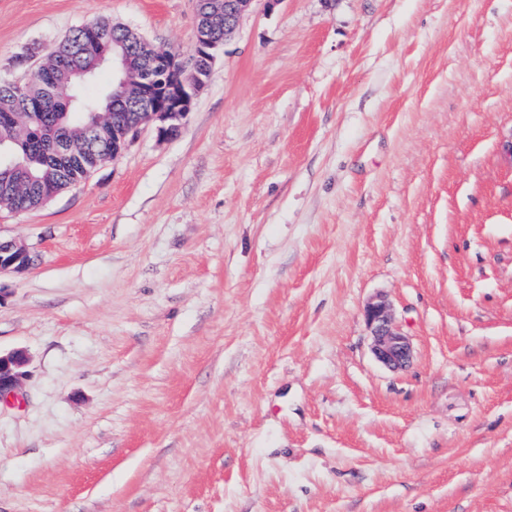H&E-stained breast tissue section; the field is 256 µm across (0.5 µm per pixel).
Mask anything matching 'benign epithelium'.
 <instances>
[{
  "instance_id": "7a95c632",
  "label": "benign epithelium",
  "mask_w": 512,
  "mask_h": 512,
  "mask_svg": "<svg viewBox=\"0 0 512 512\" xmlns=\"http://www.w3.org/2000/svg\"><path fill=\"white\" fill-rule=\"evenodd\" d=\"M254 0H196L197 25L192 56L158 50L134 32L127 34L132 47L110 41L93 23L85 26L92 43L84 49L91 65L76 71L85 77L97 66H112V99L131 102L134 111L112 122V156L122 153L143 126L155 124L158 138L179 135L192 111L195 92L207 81L217 52L223 43L213 38V30L224 26V38L236 30ZM33 267L31 252L20 242L0 239V276H21ZM365 316L376 360L396 372L411 363L413 346L397 324L388 303L376 299L368 303ZM30 357L22 348L0 353V403L19 401L20 389L29 375Z\"/></svg>"
}]
</instances>
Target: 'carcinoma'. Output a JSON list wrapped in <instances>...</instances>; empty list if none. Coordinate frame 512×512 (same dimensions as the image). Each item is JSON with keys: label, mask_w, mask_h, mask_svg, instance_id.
<instances>
[{"label": "carcinoma", "mask_w": 512, "mask_h": 512, "mask_svg": "<svg viewBox=\"0 0 512 512\" xmlns=\"http://www.w3.org/2000/svg\"><path fill=\"white\" fill-rule=\"evenodd\" d=\"M84 40V33L74 29L48 54L46 72L56 85V100L43 112L18 108L22 99L39 94L38 79L23 84L20 92L13 83L0 81V116L12 111L17 117L16 126L10 129L0 124V137L11 138L9 146L24 164L20 170H0V197H7L18 209L42 205L43 183L62 188L91 168L99 156H112L110 131L94 148H88V126L95 117L103 118V126L112 127V85L98 88L95 80L82 82L73 75V57ZM69 98L75 102L66 111L64 103Z\"/></svg>", "instance_id": "carcinoma-1"}]
</instances>
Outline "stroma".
I'll list each match as a JSON object with an SVG mask.
<instances>
[{
	"mask_svg": "<svg viewBox=\"0 0 512 512\" xmlns=\"http://www.w3.org/2000/svg\"><path fill=\"white\" fill-rule=\"evenodd\" d=\"M99 18L192 52L195 0H0V79ZM0 237V512H512V0H253L179 136ZM32 267L33 256L22 243L0 238V278L3 274L24 275ZM365 316L371 336V351L376 360L396 372L411 363L413 346L397 324L388 303L376 299L368 303ZM29 364L30 357L25 349L5 354L0 351V403L19 401L22 383L29 375Z\"/></svg>",
	"mask_w": 512,
	"mask_h": 512,
	"instance_id": "stroma-1",
	"label": "stroma"
}]
</instances>
